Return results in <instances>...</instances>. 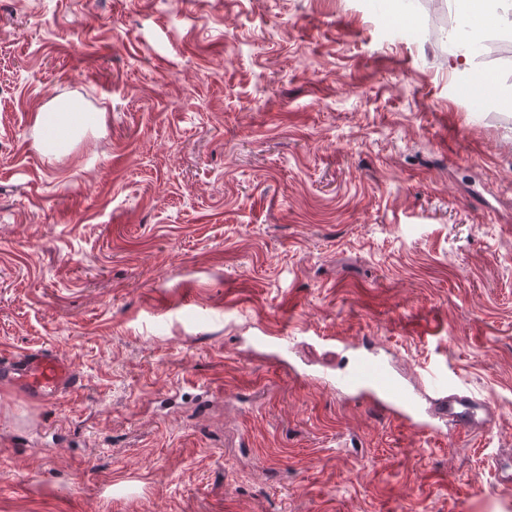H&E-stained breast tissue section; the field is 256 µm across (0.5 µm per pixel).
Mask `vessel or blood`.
Wrapping results in <instances>:
<instances>
[{
    "label": "vessel or blood",
    "instance_id": "b4317fda",
    "mask_svg": "<svg viewBox=\"0 0 512 512\" xmlns=\"http://www.w3.org/2000/svg\"><path fill=\"white\" fill-rule=\"evenodd\" d=\"M324 384L346 390L371 409L401 419L422 434L448 429L456 433L487 434L492 430L491 404L449 381L446 374L432 370L421 386L433 395L434 408L423 414L420 400L403 383L387 376L380 360L366 362L364 370L327 376ZM0 384L44 407L57 405L76 392L81 379L74 364L55 349L40 348L0 358Z\"/></svg>",
    "mask_w": 512,
    "mask_h": 512
}]
</instances>
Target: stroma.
<instances>
[{"mask_svg": "<svg viewBox=\"0 0 512 512\" xmlns=\"http://www.w3.org/2000/svg\"><path fill=\"white\" fill-rule=\"evenodd\" d=\"M470 5L0 0V353L82 380L0 387V512H512V0L465 70L428 31ZM57 98L100 115L59 155ZM321 336L448 367L491 436L306 380ZM0 384L32 402L50 407L76 392L81 379L70 360L55 349L45 347L1 357Z\"/></svg>", "mask_w": 512, "mask_h": 512, "instance_id": "stroma-1", "label": "stroma"}]
</instances>
